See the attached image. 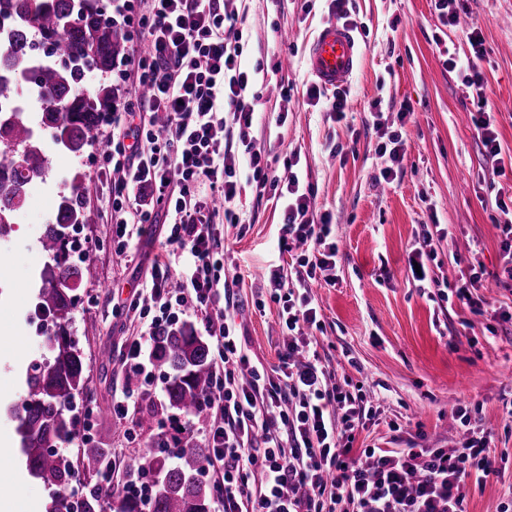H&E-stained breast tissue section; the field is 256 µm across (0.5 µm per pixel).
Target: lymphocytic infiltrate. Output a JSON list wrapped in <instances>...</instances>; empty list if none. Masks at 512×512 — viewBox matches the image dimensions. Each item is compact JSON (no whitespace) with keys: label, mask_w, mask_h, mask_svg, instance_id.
Returning <instances> with one entry per match:
<instances>
[{"label":"lymphocytic infiltrate","mask_w":512,"mask_h":512,"mask_svg":"<svg viewBox=\"0 0 512 512\" xmlns=\"http://www.w3.org/2000/svg\"><path fill=\"white\" fill-rule=\"evenodd\" d=\"M236 2L151 0L144 12L140 0H112V20L129 36L112 81L132 83L135 94L112 102L113 126L128 132L108 140L98 170L120 252L130 247L132 197H149L134 209L139 223L169 226L166 256L154 259L129 310L146 319L148 336L195 320L217 342L205 430L209 466L222 473L214 512H467L469 481L483 483L495 467L466 408L456 410L467 428L461 448L357 450L361 399L329 386L319 360L299 358V331L318 323L308 290L333 284L337 245L329 216L314 213L311 185L274 175L251 134L255 108L245 92L257 75L241 66ZM243 170L257 198L280 205L281 247L297 253L292 271L269 273L289 332L273 372L250 359L227 317L234 284L215 277L224 266L215 221L238 223L230 204Z\"/></svg>","instance_id":"f902f5d3"}]
</instances>
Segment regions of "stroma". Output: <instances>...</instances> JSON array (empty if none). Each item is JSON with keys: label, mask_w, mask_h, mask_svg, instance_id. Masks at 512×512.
<instances>
[{"label": "stroma", "mask_w": 512, "mask_h": 512, "mask_svg": "<svg viewBox=\"0 0 512 512\" xmlns=\"http://www.w3.org/2000/svg\"><path fill=\"white\" fill-rule=\"evenodd\" d=\"M243 63L263 65L251 87L256 95L253 134L279 176L287 153L316 193V211L330 217L336 283L314 287L319 327L307 339L336 386L362 393L374 416L355 438L358 448H446L463 427L457 407L470 410L476 431L490 438L497 469L471 487L467 512H502L512 505V285L497 284L504 261L495 227L496 197L512 198V172L497 175L477 137L472 118L479 105L449 58L470 49L464 26L476 25L486 50L479 68L503 156L512 157V0H463L460 27L446 25L434 0H240ZM350 26L361 43L359 67L348 83V114L336 121L326 100H312L314 79L308 47L329 22ZM411 120L399 122L400 108ZM400 131L402 161L384 181L375 149L378 126ZM49 169L38 194L17 210L14 230L0 240V266L12 270L0 282V498L14 496L13 475L27 478L24 496L47 504L49 491L27 477L11 410L25 396L23 373L47 358L46 332L30 308L46 258L38 246L42 222L54 200L82 172V204L91 220L82 225L83 256L97 271L82 283L72 332L79 341L88 402L111 405L127 385L123 345L141 336L146 322L129 312L113 314L150 279L155 258L165 255L168 229L129 225L130 254L112 243V209L97 173L98 152L75 155L43 139ZM240 221L219 224L226 275H238L237 304L228 312L252 358L267 368L280 364L283 332L278 295L263 275L290 263L280 249L282 213L244 186L232 204ZM440 225L429 276L456 285L471 270L485 273L493 309L475 313L456 296L441 301L416 288L409 253L424 225ZM160 397L140 398L124 419L99 415L97 445L117 463L149 456L158 428L139 418ZM400 431H393L392 423Z\"/></svg>", "instance_id": "1"}]
</instances>
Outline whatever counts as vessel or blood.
<instances>
[{"instance_id": "b4317fda", "label": "vessel or blood", "mask_w": 512, "mask_h": 512, "mask_svg": "<svg viewBox=\"0 0 512 512\" xmlns=\"http://www.w3.org/2000/svg\"><path fill=\"white\" fill-rule=\"evenodd\" d=\"M360 59L357 39L345 24H326L315 37L308 53L310 73L325 87L347 84Z\"/></svg>"}]
</instances>
